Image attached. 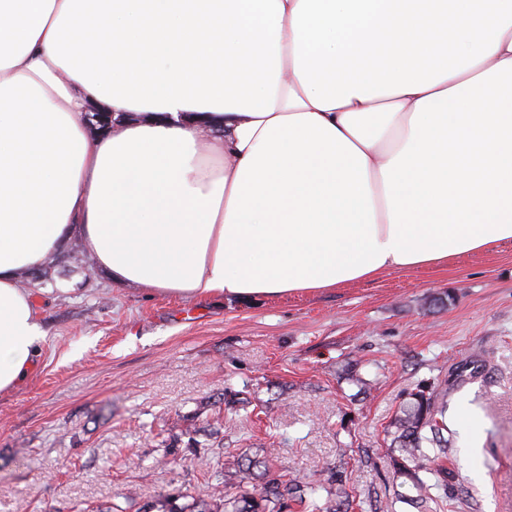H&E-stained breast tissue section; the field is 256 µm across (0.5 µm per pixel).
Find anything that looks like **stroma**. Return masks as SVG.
I'll use <instances>...</instances> for the list:
<instances>
[{"mask_svg":"<svg viewBox=\"0 0 512 512\" xmlns=\"http://www.w3.org/2000/svg\"><path fill=\"white\" fill-rule=\"evenodd\" d=\"M50 276L41 359L0 394V512H146L230 456L315 485L342 471L348 512H416L387 429L429 383L448 387L441 512H512V242L246 304L89 281L70 258Z\"/></svg>","mask_w":512,"mask_h":512,"instance_id":"35a3bbf8","label":"stroma"}]
</instances>
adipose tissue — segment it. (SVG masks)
I'll return each instance as SVG.
<instances>
[{"instance_id": "obj_1", "label": "adipose tissue", "mask_w": 512, "mask_h": 512, "mask_svg": "<svg viewBox=\"0 0 512 512\" xmlns=\"http://www.w3.org/2000/svg\"><path fill=\"white\" fill-rule=\"evenodd\" d=\"M469 2L0 0V393L46 336L20 275L73 239L227 302L512 241V0Z\"/></svg>"}]
</instances>
